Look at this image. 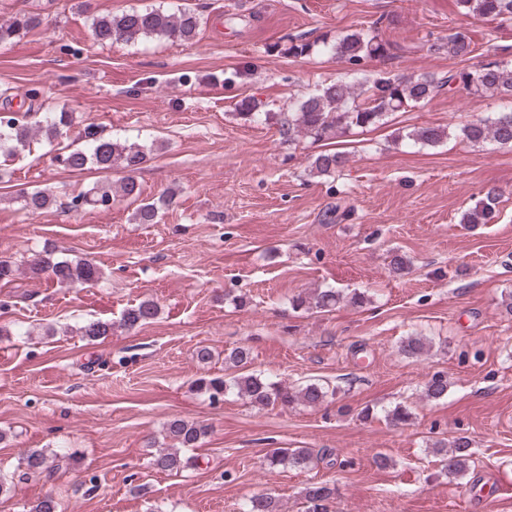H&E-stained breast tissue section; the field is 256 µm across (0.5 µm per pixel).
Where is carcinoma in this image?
I'll return each mask as SVG.
<instances>
[{
  "label": "carcinoma",
  "instance_id": "obj_1",
  "mask_svg": "<svg viewBox=\"0 0 512 512\" xmlns=\"http://www.w3.org/2000/svg\"><path fill=\"white\" fill-rule=\"evenodd\" d=\"M462 14L491 18L499 21L512 20V0H457ZM202 21L198 8H180L176 11L161 7L132 9L116 15L93 18L91 31L100 42L134 44L147 38L165 39L172 42H188L195 38ZM41 20L36 15L15 17L0 23V45L23 37L36 30ZM395 47L383 39L377 25L356 28L333 38L322 35L315 40L303 36L285 35L266 46L269 56L305 59L314 54H327L338 59L347 74L362 70L370 59L393 56ZM428 51L446 55L450 60H469L474 52L470 36L459 28L448 30V36L431 43ZM461 86L480 96H512V61H490L473 66L469 70L450 72L438 77L434 74L385 76L381 73L368 75L361 80L347 82L329 81L319 85L313 93L288 107L286 112H267L262 101L247 96L235 103L237 114L247 120L276 119L280 140L290 146L306 138L330 140L344 135L352 128H367L381 123L394 112L421 103L443 89L453 90ZM70 113L59 111L42 103L29 108L18 117L0 123V156L14 158L18 151L28 147L38 137L54 141L61 128L70 124ZM464 140L474 144H489L499 148L512 147V112H495L491 116L477 118L460 129ZM86 147L58 156L67 168L81 170L92 164L101 169H119L124 173L119 191L124 197H140L141 191L136 173L147 161L148 153L136 144L121 143L100 135L94 129L85 132ZM406 138L416 144L435 146L448 138L442 127L425 126L415 129ZM349 158L342 152L324 153L311 162V172L332 174L342 171ZM175 192L167 190L158 197L140 203L134 213L138 224H155L160 214L174 201ZM500 193L495 187L485 190L479 205L462 213L463 224H486L499 202ZM55 202L48 190H35L24 195L23 208L34 216L49 209ZM112 203V191L90 189L72 198L70 208L77 211L84 207H108ZM27 273L33 278H46L61 287L95 282L101 270L95 264L84 261L60 259L52 252L38 254L26 263ZM343 300V295L333 289L319 290L309 297L299 296L292 301L294 308H316L329 311ZM158 306L152 300H144L125 311L119 324L92 321L80 327L82 335L92 339L107 336L115 327L131 330L155 319ZM429 342L423 336H410L399 345V352L409 358L419 357L428 350ZM229 361L242 369V373L228 379L221 377L201 378L200 389L212 395L234 393L248 403L268 407H288L302 403L310 407L321 404L329 389L317 383L293 388L271 381L245 370L251 363L250 349L239 346L229 354ZM448 380L441 374L433 375L424 385L422 395L427 400H438L446 395ZM206 428L184 419L167 422L165 435L172 441L169 448H160L152 459L153 467L160 472L178 473L194 466L196 458L183 455V451L197 447L205 436ZM439 456L441 472L456 478L466 475L470 462V442L464 438L455 440L452 446L434 448ZM269 466L288 464L305 468L313 462L308 448H274L266 455ZM61 458L51 450H28L21 462L24 479L49 478L57 469ZM335 489L328 483H317L305 491L306 512H332L331 503ZM242 512H279L275 498L259 494L251 497Z\"/></svg>",
  "mask_w": 512,
  "mask_h": 512
}]
</instances>
